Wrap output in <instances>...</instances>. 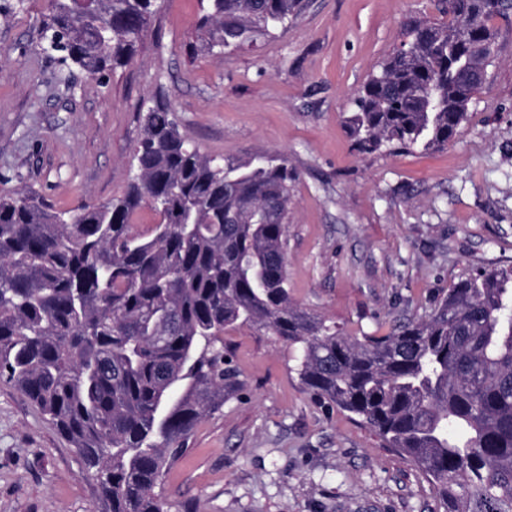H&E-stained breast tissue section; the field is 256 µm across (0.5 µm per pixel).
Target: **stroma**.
Segmentation results:
<instances>
[{
	"label": "stroma",
	"mask_w": 512,
	"mask_h": 512,
	"mask_svg": "<svg viewBox=\"0 0 512 512\" xmlns=\"http://www.w3.org/2000/svg\"><path fill=\"white\" fill-rule=\"evenodd\" d=\"M0 0V195L71 210L124 195L142 114L165 102L202 152L284 156L294 302L346 334H386L462 278L512 268V21L468 116L430 153L355 150L343 117L438 0H304L287 29L197 54L201 0H157L107 80L39 54L48 0ZM242 385L199 423L159 492L172 512H442L431 479L300 383L298 346L225 333ZM67 440L0 379V512H101Z\"/></svg>",
	"instance_id": "stroma-1"
}]
</instances>
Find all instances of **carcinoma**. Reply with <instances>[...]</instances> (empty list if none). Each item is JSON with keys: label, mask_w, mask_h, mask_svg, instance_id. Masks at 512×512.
I'll list each match as a JSON object with an SVG mask.
<instances>
[{"label": "carcinoma", "mask_w": 512, "mask_h": 512, "mask_svg": "<svg viewBox=\"0 0 512 512\" xmlns=\"http://www.w3.org/2000/svg\"><path fill=\"white\" fill-rule=\"evenodd\" d=\"M156 0H49L38 49L102 78L132 61ZM301 0H207L200 52L287 28ZM414 19L344 118L360 153L448 145L487 80L512 0ZM124 195L57 211L0 197V379L64 435L104 512H169L155 489L242 383L224 331L300 345L306 390L433 481L443 512H512V269L460 280L421 319L348 336L293 302L288 160L209 156L156 101ZM158 216L134 230L133 216Z\"/></svg>", "instance_id": "obj_1"}]
</instances>
